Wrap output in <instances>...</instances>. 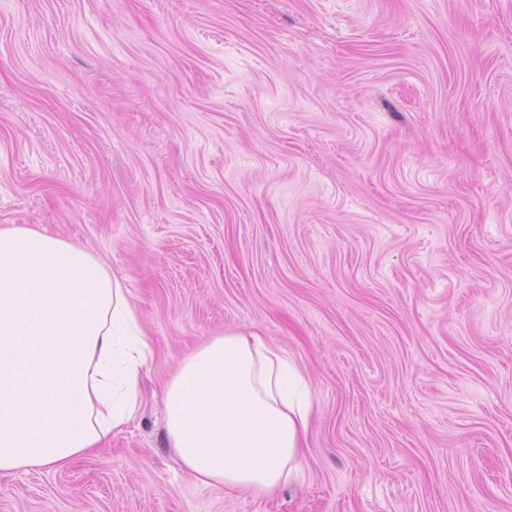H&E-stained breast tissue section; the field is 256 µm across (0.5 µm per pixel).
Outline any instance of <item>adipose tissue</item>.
<instances>
[{
  "label": "adipose tissue",
  "instance_id": "1",
  "mask_svg": "<svg viewBox=\"0 0 512 512\" xmlns=\"http://www.w3.org/2000/svg\"><path fill=\"white\" fill-rule=\"evenodd\" d=\"M151 355L124 282L87 250L0 228V472L86 453L139 410ZM165 433L198 482L274 493L300 474L312 413L298 366L251 330L213 337L164 389Z\"/></svg>",
  "mask_w": 512,
  "mask_h": 512
}]
</instances>
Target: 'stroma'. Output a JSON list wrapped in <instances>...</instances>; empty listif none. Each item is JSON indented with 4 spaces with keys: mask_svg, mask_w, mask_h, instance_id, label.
Wrapping results in <instances>:
<instances>
[{
    "mask_svg": "<svg viewBox=\"0 0 512 512\" xmlns=\"http://www.w3.org/2000/svg\"><path fill=\"white\" fill-rule=\"evenodd\" d=\"M122 276L134 419L0 512H512V0H0V227ZM249 328L300 476L195 481L162 392Z\"/></svg>",
    "mask_w": 512,
    "mask_h": 512,
    "instance_id": "1",
    "label": "stroma"
}]
</instances>
